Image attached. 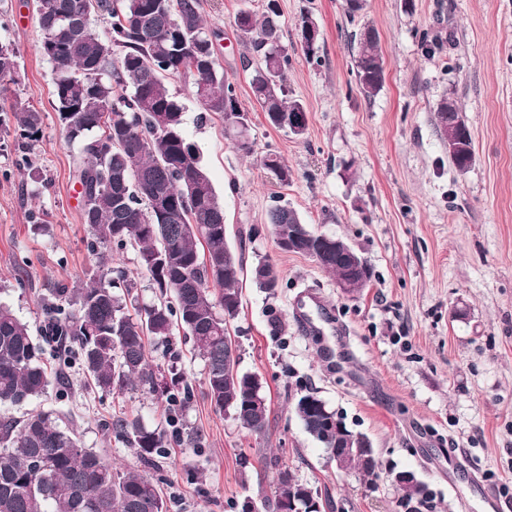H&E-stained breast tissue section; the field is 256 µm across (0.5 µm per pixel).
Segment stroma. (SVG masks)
Masks as SVG:
<instances>
[{
    "instance_id": "1",
    "label": "stroma",
    "mask_w": 512,
    "mask_h": 512,
    "mask_svg": "<svg viewBox=\"0 0 512 512\" xmlns=\"http://www.w3.org/2000/svg\"><path fill=\"white\" fill-rule=\"evenodd\" d=\"M266 0H201L216 32V57L249 117L254 152L224 136L220 115L200 121L190 85L169 81L185 107L184 131L224 206V232L241 255L242 307L231 332L241 371L259 375L271 409L266 433L242 428L231 413L214 412L204 394L205 368L192 342L176 337L154 350L161 367L180 370L194 396L177 414L198 446L173 444L153 476L168 512H239L276 490L275 470L258 477L262 457L278 459L301 483L328 497L329 512H403L393 477L415 475L427 492L423 512H484L471 480L448 481V447L465 449L482 483L512 512V0H366L348 14L345 0H278L285 44L297 40L304 14L324 33L316 60L291 54L288 93L308 113L304 138L271 127L250 88L252 58L234 20ZM374 25L385 60L382 90L368 98L352 72L348 32ZM441 32L442 52L427 55L423 32ZM0 38L19 51L16 85L0 104L22 99L41 110L43 124L30 179L12 146L0 147V301L40 335L41 294L54 284L81 288L97 272L81 220L75 146L54 109L52 68L39 52L35 0H0ZM453 94L471 129L474 161L466 172L448 159L435 108ZM278 154L293 171L283 185L260 163ZM293 207L315 232L345 238L373 277L346 295L311 257L282 251L267 213L275 200ZM39 212L33 224L31 212ZM268 258L280 274L276 297L251 281ZM322 296L344 334H303L292 312L316 316L310 294ZM281 326H274L273 317ZM317 392L347 426L367 436L378 459L376 482L339 472L293 411L300 389ZM35 408L55 411L85 447L125 468L133 451L112 432L126 412L150 427L166 426L159 399L142 392L107 394L72 369L68 387L51 385Z\"/></svg>"
}]
</instances>
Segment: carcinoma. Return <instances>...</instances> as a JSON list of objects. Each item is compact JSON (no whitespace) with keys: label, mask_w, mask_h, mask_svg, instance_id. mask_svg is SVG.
Returning a JSON list of instances; mask_svg holds the SVG:
<instances>
[{"label":"carcinoma","mask_w":512,"mask_h":512,"mask_svg":"<svg viewBox=\"0 0 512 512\" xmlns=\"http://www.w3.org/2000/svg\"><path fill=\"white\" fill-rule=\"evenodd\" d=\"M110 19L112 40L102 41L92 16ZM41 31L39 51L51 64L55 110L66 141L77 146L81 218L91 230L89 246L99 256V273L84 288H56L43 304V335L57 343V384L80 362L94 387L122 394L140 390L160 398L175 412L191 400L183 376L162 372L151 363L150 344L167 346L182 331L193 340L205 364V393L214 409L232 412L245 429L264 432L270 410L257 375L239 370L237 345L230 328L242 304L239 288L243 262L224 235V208L193 145L184 133V106L164 79L191 82L205 112L224 119V131L249 154L246 114L235 85L219 69L200 0H37ZM235 26L260 64L250 87L266 121L290 130L292 114H307L302 100L288 94L291 56L282 42L280 12L268 0L261 16L240 9ZM322 30L311 16L298 24V43L315 57ZM354 73L362 94L377 95L385 80V61L377 29L364 24L350 35ZM18 50L0 39V88L16 82ZM442 140L455 145L450 160L467 171L474 152L470 128L456 99L445 95L436 107ZM42 125V112L14 100L0 107V127L13 135L21 169ZM263 166L284 185L292 171L279 156L267 153ZM278 246L298 230L293 208L276 201L268 212ZM132 247L156 301L138 305L135 283L108 265L103 249ZM300 254L318 257L330 274L344 269L343 252L320 238L301 242ZM256 286L275 297L279 277L266 259L252 270ZM126 296L115 292L118 284ZM50 385L43 350L29 325L0 303V405L40 398ZM325 401L312 389L295 400L294 412L306 431L336 447V427H327ZM112 432L132 448L142 470L121 469L99 452L82 446L73 430L61 426L52 411H33L0 422V512H167L160 485L147 473L167 453L174 436L145 426L125 412L112 417ZM374 448L349 455L347 472L376 475ZM401 506L420 512L422 483L401 487ZM304 505L318 492L288 470L277 473L273 499L262 508L279 512L284 498Z\"/></svg>","instance_id":"cac0c4a2"}]
</instances>
